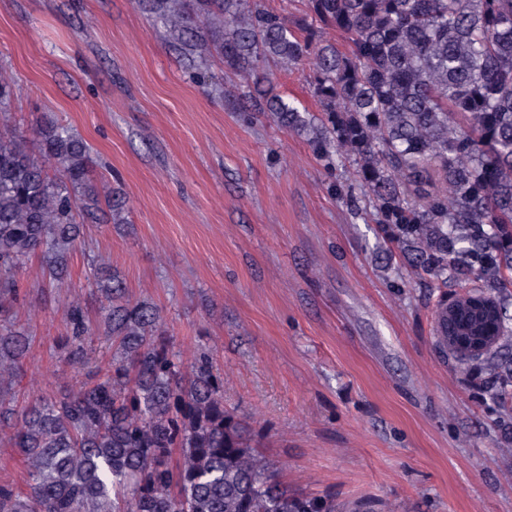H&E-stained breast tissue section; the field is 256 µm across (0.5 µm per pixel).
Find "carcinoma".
Masks as SVG:
<instances>
[{"label": "carcinoma", "mask_w": 512, "mask_h": 512, "mask_svg": "<svg viewBox=\"0 0 512 512\" xmlns=\"http://www.w3.org/2000/svg\"><path fill=\"white\" fill-rule=\"evenodd\" d=\"M196 63L209 56L251 82L240 111L307 137L416 273L495 301L512 288V0H304L296 20L262 0H139ZM334 31L344 51L325 39ZM309 69L320 113L269 90L270 62ZM14 85L0 76V439L27 463L28 491L0 486V512H336L294 492L224 406L206 351L186 363L163 338L159 309L132 300L98 266L104 325L118 357L50 400L9 395L28 351L5 320L20 275L40 259L62 287L84 223H129L101 197L88 143L52 117L32 134L10 121ZM67 360L88 356L83 306L63 314ZM179 460L172 462L174 452Z\"/></svg>", "instance_id": "carcinoma-1"}]
</instances>
